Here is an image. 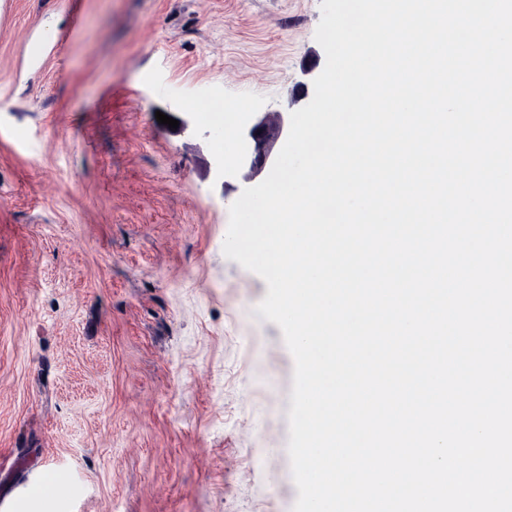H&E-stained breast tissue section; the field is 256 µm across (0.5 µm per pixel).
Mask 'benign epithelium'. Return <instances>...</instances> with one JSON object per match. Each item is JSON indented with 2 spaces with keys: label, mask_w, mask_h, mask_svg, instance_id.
I'll list each match as a JSON object with an SVG mask.
<instances>
[{
  "label": "benign epithelium",
  "mask_w": 512,
  "mask_h": 512,
  "mask_svg": "<svg viewBox=\"0 0 512 512\" xmlns=\"http://www.w3.org/2000/svg\"><path fill=\"white\" fill-rule=\"evenodd\" d=\"M239 168L248 169V177L273 167L277 144L288 137V113L247 112L239 119Z\"/></svg>",
  "instance_id": "benign-epithelium-1"
}]
</instances>
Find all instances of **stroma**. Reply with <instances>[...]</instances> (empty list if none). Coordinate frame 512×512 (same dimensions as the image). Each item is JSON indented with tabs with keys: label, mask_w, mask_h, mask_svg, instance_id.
<instances>
[{
	"label": "stroma",
	"mask_w": 512,
	"mask_h": 512,
	"mask_svg": "<svg viewBox=\"0 0 512 512\" xmlns=\"http://www.w3.org/2000/svg\"><path fill=\"white\" fill-rule=\"evenodd\" d=\"M321 0H11L0 21V462L21 512H292L294 359L227 259L236 112L295 111ZM66 40L25 60L47 33ZM178 120L177 129L155 114ZM50 469L68 492L29 497Z\"/></svg>",
	"instance_id": "obj_1"
}]
</instances>
